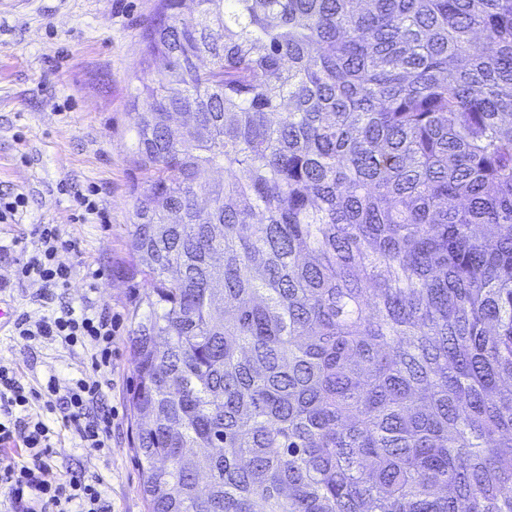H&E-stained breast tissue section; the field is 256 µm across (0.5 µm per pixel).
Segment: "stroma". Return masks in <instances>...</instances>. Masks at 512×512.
<instances>
[{
  "label": "stroma",
  "instance_id": "obj_1",
  "mask_svg": "<svg viewBox=\"0 0 512 512\" xmlns=\"http://www.w3.org/2000/svg\"><path fill=\"white\" fill-rule=\"evenodd\" d=\"M156 7L157 0H26L15 8L0 0V192L28 197L18 223L0 224V301L34 320L65 306L105 310L115 320L104 389L115 411L112 451L91 459L65 436L47 458L55 476L70 469L101 475L112 512H145L123 399L134 371L129 337L139 290L120 263L134 209L129 159L137 115L128 98L142 75L141 36ZM64 184L95 188L102 219H78ZM38 224L59 225L80 250L69 288L46 302L15 279L20 250L34 248ZM97 270L103 276L95 281ZM0 364L34 388L52 375H92L81 348L25 341L8 325L0 327Z\"/></svg>",
  "mask_w": 512,
  "mask_h": 512
}]
</instances>
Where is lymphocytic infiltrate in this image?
Listing matches in <instances>:
<instances>
[{
    "label": "lymphocytic infiltrate",
    "mask_w": 512,
    "mask_h": 512,
    "mask_svg": "<svg viewBox=\"0 0 512 512\" xmlns=\"http://www.w3.org/2000/svg\"><path fill=\"white\" fill-rule=\"evenodd\" d=\"M36 245L18 262V283L38 285V297L51 299L55 290L69 287L79 251L65 240L59 225L39 224ZM14 327L26 341L41 338L91 352L95 371L112 370V318L63 307L60 313L31 320L17 318ZM46 400L48 411H59L62 424L78 447L89 455L111 450L112 412L102 403L100 381L50 376L43 389L26 387L16 371L0 365V447L22 446L24 461L0 458V485L8 490L10 512H112L102 477L82 471L51 476L46 458L54 432L43 419L27 416L31 402Z\"/></svg>",
    "instance_id": "1"
}]
</instances>
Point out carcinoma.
I'll use <instances>...</instances> for the list:
<instances>
[{"label": "carcinoma", "mask_w": 512, "mask_h": 512, "mask_svg": "<svg viewBox=\"0 0 512 512\" xmlns=\"http://www.w3.org/2000/svg\"><path fill=\"white\" fill-rule=\"evenodd\" d=\"M158 2L146 512H512V0Z\"/></svg>", "instance_id": "1"}]
</instances>
